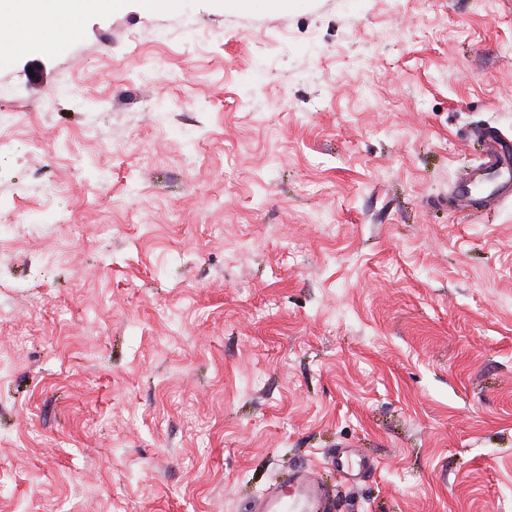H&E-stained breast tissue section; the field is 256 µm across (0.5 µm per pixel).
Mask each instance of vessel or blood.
Wrapping results in <instances>:
<instances>
[{"label": "vessel or blood", "instance_id": "obj_1", "mask_svg": "<svg viewBox=\"0 0 512 512\" xmlns=\"http://www.w3.org/2000/svg\"><path fill=\"white\" fill-rule=\"evenodd\" d=\"M482 162L464 171L456 180L452 193L459 205H467L475 187L488 191L491 205L512 198V139L488 128L481 134ZM336 469L346 479L355 481L372 473V458L354 455L348 447L338 448L332 457ZM336 494L318 478L313 468L300 467L289 474L285 483H272L253 498L251 512H335Z\"/></svg>", "mask_w": 512, "mask_h": 512}]
</instances>
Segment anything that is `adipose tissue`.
<instances>
[{
    "label": "adipose tissue",
    "mask_w": 512,
    "mask_h": 512,
    "mask_svg": "<svg viewBox=\"0 0 512 512\" xmlns=\"http://www.w3.org/2000/svg\"><path fill=\"white\" fill-rule=\"evenodd\" d=\"M124 0H0L1 14H19L29 9L44 10L50 23L44 28V39L48 42H63L72 25L84 8L118 10Z\"/></svg>",
    "instance_id": "adipose-tissue-1"
}]
</instances>
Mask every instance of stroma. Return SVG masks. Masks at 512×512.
Wrapping results in <instances>:
<instances>
[{
  "mask_svg": "<svg viewBox=\"0 0 512 512\" xmlns=\"http://www.w3.org/2000/svg\"><path fill=\"white\" fill-rule=\"evenodd\" d=\"M12 113L0 512H246L299 466L512 512V199L451 197L512 136V0H125L0 67ZM336 448V453L332 456V463L336 469L342 471L347 480L355 482L376 469L373 458L355 455L348 446ZM356 456V458H355Z\"/></svg>",
  "mask_w": 512,
  "mask_h": 512,
  "instance_id": "1",
  "label": "stroma"
}]
</instances>
